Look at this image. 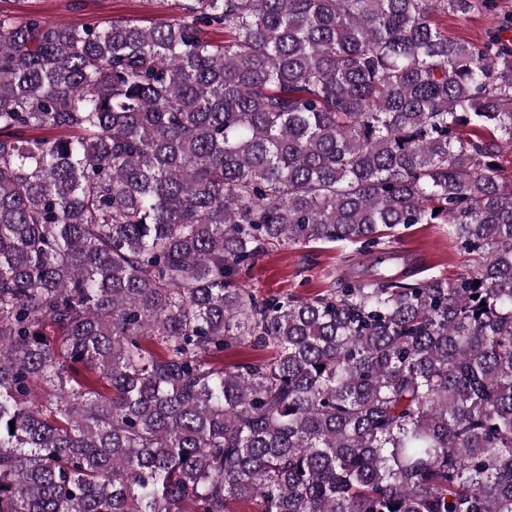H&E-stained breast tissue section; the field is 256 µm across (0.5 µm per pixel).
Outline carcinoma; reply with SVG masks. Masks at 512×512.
Masks as SVG:
<instances>
[{
  "instance_id": "cac0c4a2",
  "label": "carcinoma",
  "mask_w": 512,
  "mask_h": 512,
  "mask_svg": "<svg viewBox=\"0 0 512 512\" xmlns=\"http://www.w3.org/2000/svg\"><path fill=\"white\" fill-rule=\"evenodd\" d=\"M496 2L0 9V512H512V17L438 20ZM414 224L474 264L409 280ZM319 242L376 261L238 284ZM170 3L166 0H5L0 7L70 25L96 21L105 26L112 20H134L149 25L176 16ZM512 12V0H497V9L486 11L475 9L465 15L440 14L442 27L451 39L480 41L498 28L499 19L505 12ZM373 256L343 243L292 245L260 256L241 276L246 288L263 294L311 296L330 288L344 272L361 269Z\"/></svg>"
}]
</instances>
